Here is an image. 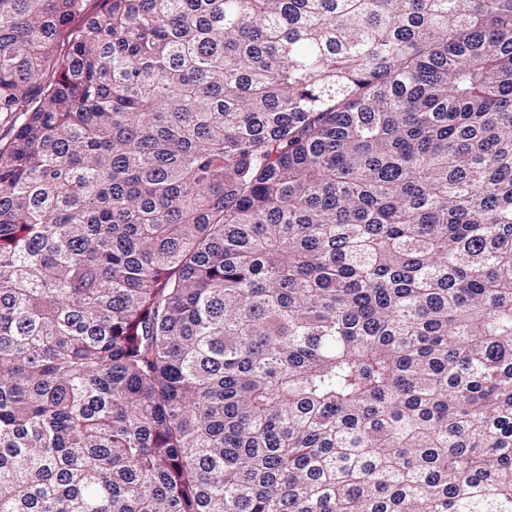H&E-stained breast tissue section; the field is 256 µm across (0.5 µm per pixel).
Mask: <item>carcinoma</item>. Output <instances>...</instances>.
Listing matches in <instances>:
<instances>
[{"label":"carcinoma","instance_id":"1","mask_svg":"<svg viewBox=\"0 0 512 512\" xmlns=\"http://www.w3.org/2000/svg\"><path fill=\"white\" fill-rule=\"evenodd\" d=\"M0 125V512H512V0H0Z\"/></svg>","mask_w":512,"mask_h":512}]
</instances>
